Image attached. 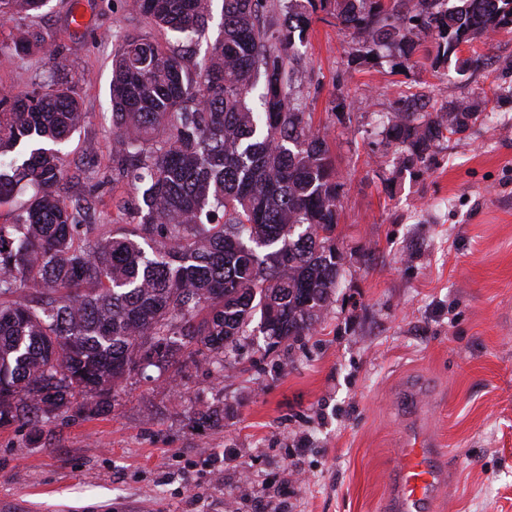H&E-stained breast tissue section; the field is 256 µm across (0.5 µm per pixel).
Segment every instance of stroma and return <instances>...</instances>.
I'll list each match as a JSON object with an SVG mask.
<instances>
[{
  "label": "stroma",
  "mask_w": 512,
  "mask_h": 512,
  "mask_svg": "<svg viewBox=\"0 0 512 512\" xmlns=\"http://www.w3.org/2000/svg\"><path fill=\"white\" fill-rule=\"evenodd\" d=\"M84 30H73V8ZM134 0H50L0 21V89L54 80L86 119L64 144L65 201L88 200L82 239L128 224L112 178V48L147 30ZM38 32L58 52H15ZM323 11L293 50V84L325 135L339 188V286L308 335L242 337L223 365L138 369L114 401L54 409L40 436L0 426V512H387L403 433L420 425L448 455L430 512H512V32L458 75L432 39L395 68ZM477 118L429 168L398 172L371 130L400 92Z\"/></svg>",
  "instance_id": "obj_1"
}]
</instances>
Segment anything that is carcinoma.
<instances>
[{
	"mask_svg": "<svg viewBox=\"0 0 512 512\" xmlns=\"http://www.w3.org/2000/svg\"><path fill=\"white\" fill-rule=\"evenodd\" d=\"M50 0H0V16L39 11ZM213 0H135L159 30L182 43L202 38ZM288 0L280 30L261 26L267 0H224L219 37L202 58L128 33L112 57V172L134 190L121 203L134 227L94 248L78 228L86 209L60 199V145L85 121L58 84L0 94V203L33 187L24 213L0 224V425L38 432L55 408L90 392L109 396L144 359L162 367L179 355L219 366L252 323L271 338L312 330L340 278L336 167L311 113L286 79V51L304 42L309 9L395 52L403 67L422 34L435 63L467 71L465 43L512 29V0ZM261 89V111L250 105ZM400 93L383 122L400 169L428 167L447 135L474 118L463 100L418 111ZM222 221L216 223V215Z\"/></svg>",
	"mask_w": 512,
	"mask_h": 512,
	"instance_id": "cac0c4a2",
	"label": "carcinoma"
}]
</instances>
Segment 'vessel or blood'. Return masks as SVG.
I'll list each match as a JSON object with an SVG mask.
<instances>
[{
    "mask_svg": "<svg viewBox=\"0 0 512 512\" xmlns=\"http://www.w3.org/2000/svg\"><path fill=\"white\" fill-rule=\"evenodd\" d=\"M442 451L425 436L411 432L406 446L401 449V462L397 468L389 495L394 512H427L438 492L443 472L438 464Z\"/></svg>",
    "mask_w": 512,
    "mask_h": 512,
    "instance_id": "vessel-or-blood-1",
    "label": "vessel or blood"
}]
</instances>
